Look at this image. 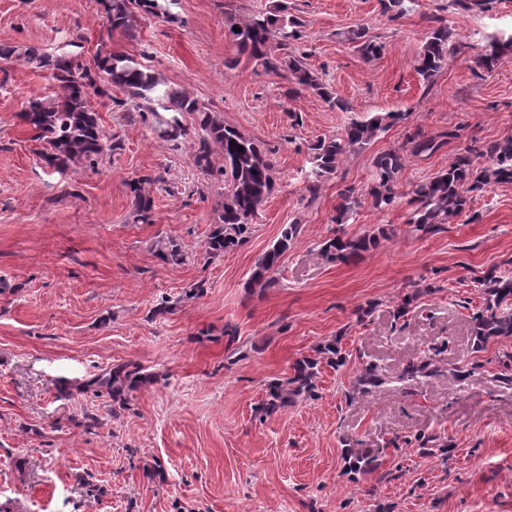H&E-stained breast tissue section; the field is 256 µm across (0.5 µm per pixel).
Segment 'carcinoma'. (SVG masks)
I'll return each mask as SVG.
<instances>
[{
	"label": "carcinoma",
	"mask_w": 512,
	"mask_h": 512,
	"mask_svg": "<svg viewBox=\"0 0 512 512\" xmlns=\"http://www.w3.org/2000/svg\"><path fill=\"white\" fill-rule=\"evenodd\" d=\"M104 7L109 30L122 29L130 37H135L132 23V7L137 6L156 17L167 14V5L159 0H100ZM386 12H393L398 18L413 10L416 0H381ZM287 6L277 3L270 14L252 20L234 31L236 24L228 22V32L232 41L242 54L248 55L255 65L267 71H275L278 65L271 62L268 50L272 42H277L283 50L301 38L297 22L287 17ZM358 40V50L364 59L370 61L380 56L381 45L367 33L359 29L352 31ZM453 32L443 24L432 28L422 44L416 58L415 70L423 80L429 81L448 63V42ZM512 49V26L499 28L485 37L484 44L476 56V64L491 68L500 54ZM24 62L35 68L51 72V77L59 84L61 94L56 101L46 103L38 99L29 101L28 109L22 119L34 130L35 138L49 145L44 153L46 161L65 169L69 163L87 161L94 164L96 158L105 151L120 148V142H111L100 129L96 112L89 105L90 93L102 94L104 82L122 88L128 95L131 109L136 112L148 111L154 118L158 136L178 146L185 134L182 117L186 113L199 114V126L203 135L199 137V147L194 155V164L206 174L212 173L210 145L216 142L224 153V166L219 173L224 175L226 191L220 225L212 235L209 248L220 253L243 241L249 231V224L258 210L272 193L275 185V166L267 158L260 146L242 132L224 126V123L205 111L198 103L178 90L162 83L153 73L137 64L133 59L122 55L107 53L97 56V71L84 66L70 55H50L36 48H28L23 53ZM284 64L300 89L313 90L325 101L346 110L344 103L336 98L319 81L318 76L307 66L305 56L290 54L284 58ZM401 118L399 112L376 114L362 120H351L343 134L334 139H322L312 147L311 168L306 174V190L316 195L327 176L335 173L340 157L349 149L364 147L378 134ZM461 128L457 127L441 134L442 140L424 136L416 132L407 138L414 155L432 153L442 145L460 137ZM487 158V165L475 167L477 159ZM375 186L371 189L373 208L383 211L392 206L397 197L395 180L403 168V156L397 152H388L377 156L374 162ZM159 178L147 176L130 183L136 218L145 223L150 221L152 200L143 194V185L154 183ZM499 183H512V137L480 149L471 143L461 149L448 168L433 178L420 182L412 189L410 203L415 206L410 223L418 231H429L435 224H444L448 219L461 215L468 206L466 193L476 189L491 187ZM299 225L290 224L284 228L281 239L258 260L249 281L250 287H265L271 282L268 275L276 271L281 255L288 249L297 236ZM374 238L363 235L357 238H345L335 235L321 248L322 255L328 260L343 261L368 249ZM484 294V307L472 317L473 333L477 348L489 341L505 343V349L498 352L497 360L502 382L512 383V276L488 275L480 280ZM319 353L332 367H339L346 361L336 342H329L320 348ZM318 361L305 358L293 366V374L284 380L273 381L267 385V399L261 410L271 413L295 403L298 399L313 396L314 379L317 375ZM443 370L439 360L430 354L409 360L397 376L401 386L413 387L425 379L440 375ZM141 379L139 369L117 366L112 372L98 380L107 387L112 399L117 401L125 389L133 388ZM386 383L382 368L375 363L363 366L345 393L348 398L364 396ZM415 439L420 448L430 456L448 461L451 449L448 444L439 442L435 436L419 432ZM380 467L378 456L367 452L354 457L353 470L362 474H372Z\"/></svg>",
	"instance_id": "cac0c4a2"
}]
</instances>
